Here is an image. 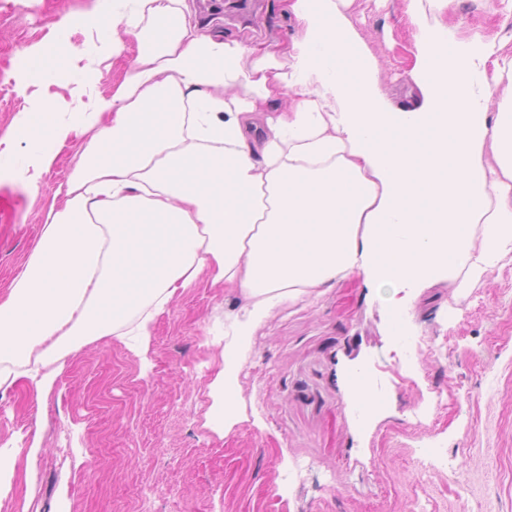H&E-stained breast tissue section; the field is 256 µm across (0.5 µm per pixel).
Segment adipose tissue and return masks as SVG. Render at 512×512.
<instances>
[{
  "label": "adipose tissue",
  "mask_w": 512,
  "mask_h": 512,
  "mask_svg": "<svg viewBox=\"0 0 512 512\" xmlns=\"http://www.w3.org/2000/svg\"><path fill=\"white\" fill-rule=\"evenodd\" d=\"M109 2L69 22L111 12L103 57L135 39L111 96L11 133L32 187L56 159L46 141L85 146L0 299L1 396L23 378L50 393L65 358L106 337L144 349L205 278L235 293L207 419L226 431L252 335L282 304L358 275L397 293L402 329L419 289L464 294L512 260V50L460 36L441 17L455 0H404L421 22L412 112L378 84L353 0H290L301 37L260 53L197 30L182 0Z\"/></svg>",
  "instance_id": "1"
}]
</instances>
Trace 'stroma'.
I'll list each match as a JSON object with an SVG mask.
<instances>
[{"instance_id": "35a3bbf8", "label": "stroma", "mask_w": 512, "mask_h": 512, "mask_svg": "<svg viewBox=\"0 0 512 512\" xmlns=\"http://www.w3.org/2000/svg\"><path fill=\"white\" fill-rule=\"evenodd\" d=\"M96 0H0V138L42 105L72 112L107 98L135 54L93 50L100 28L63 27ZM231 25L235 0H185L207 33L251 47L283 45L296 29L283 0H259ZM350 19L377 58L393 107L422 96L413 70L420 24L404 0H354ZM460 33L479 30L512 46V20L482 0L448 12ZM83 55L45 86L25 50L58 37ZM81 141L59 148L37 190L0 173V298L33 248L46 208ZM413 362L377 289L352 276L314 302L286 304L255 331L240 373L244 419L206 424L209 385L223 365L224 288L200 282L158 315L146 351L113 337L66 359L53 391L30 380L0 399V446L38 440L0 512H512V263L462 297L447 284L415 302ZM365 371L383 403L363 416L341 378Z\"/></svg>"}]
</instances>
